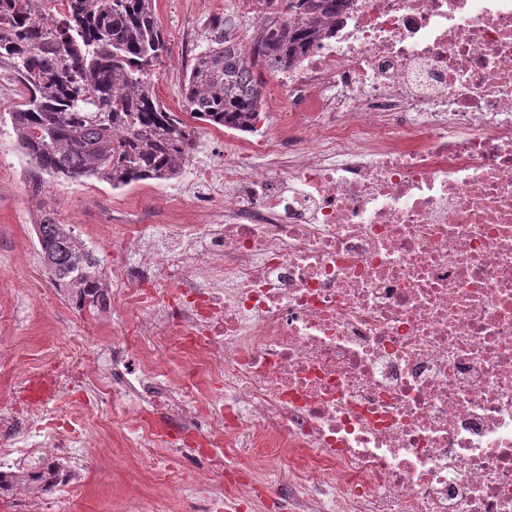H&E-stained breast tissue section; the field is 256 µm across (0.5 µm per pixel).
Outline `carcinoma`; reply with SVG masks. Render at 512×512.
I'll list each match as a JSON object with an SVG mask.
<instances>
[{
    "mask_svg": "<svg viewBox=\"0 0 512 512\" xmlns=\"http://www.w3.org/2000/svg\"><path fill=\"white\" fill-rule=\"evenodd\" d=\"M0 0V68L26 88L10 112L22 154L41 173L95 177L121 188L178 177L198 147L195 130L167 111L154 91L155 67L171 51L154 0ZM260 21L245 42L232 21L192 64L185 98L190 116L217 128L256 131L258 70L286 68L349 0H257ZM49 275L79 301L107 305V286L66 225L46 215L36 225Z\"/></svg>",
    "mask_w": 512,
    "mask_h": 512,
    "instance_id": "carcinoma-1",
    "label": "carcinoma"
}]
</instances>
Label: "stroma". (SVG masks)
<instances>
[{
    "label": "stroma",
    "mask_w": 512,
    "mask_h": 512,
    "mask_svg": "<svg viewBox=\"0 0 512 512\" xmlns=\"http://www.w3.org/2000/svg\"><path fill=\"white\" fill-rule=\"evenodd\" d=\"M154 11L171 46V53L157 66L155 92L168 111L185 115L188 106L184 84L193 59L224 26L236 20L240 38H247L254 14L244 0H155ZM21 87L8 71L0 69V312L9 322L0 328L5 344L0 347V403L26 407L25 394L16 393L18 381L32 375L52 374L54 365L73 344L98 351L97 332L111 322V310L76 308L47 273L41 256L36 226L45 214L69 225L74 235L87 237L91 225L104 227L97 252L104 266L125 259V230L116 226L105 203L119 196L137 207L145 220H153L160 202L186 210L192 204L187 193L190 172L152 184L137 183L119 189L94 179L67 181L36 172L19 152L9 111L18 104ZM86 414L105 413L113 419V431L104 440L112 448L106 459H84L88 484L73 492L53 486L48 495L60 512H199L200 498L188 495L171 502L159 493L154 475L171 471L192 476L200 461L177 448H160L153 463L129 458L121 445L119 408L111 398L77 400Z\"/></svg>",
    "instance_id": "obj_1"
}]
</instances>
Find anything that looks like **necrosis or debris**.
I'll list each match as a JSON object with an SVG mask.
<instances>
[{
	"mask_svg": "<svg viewBox=\"0 0 512 512\" xmlns=\"http://www.w3.org/2000/svg\"><path fill=\"white\" fill-rule=\"evenodd\" d=\"M274 81L276 124L124 242L137 361L100 329L105 371L74 348L44 403L0 407V472L81 480L43 421L83 387L127 403L134 458L176 433L207 459L163 486L221 512H512V0H352ZM163 332L192 360L175 378ZM270 445L304 451L273 497L242 460Z\"/></svg>",
	"mask_w": 512,
	"mask_h": 512,
	"instance_id": "obj_1",
	"label": "necrosis or debris"
}]
</instances>
